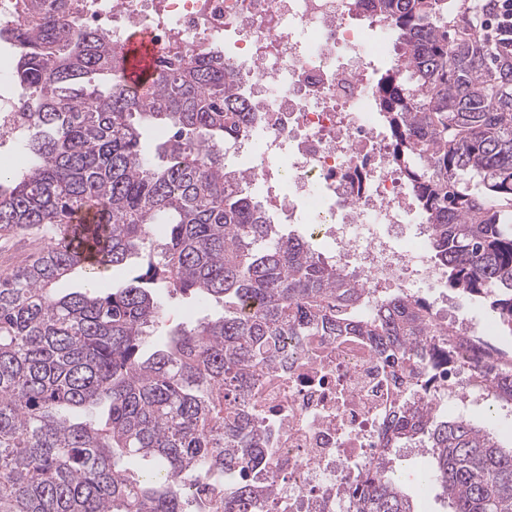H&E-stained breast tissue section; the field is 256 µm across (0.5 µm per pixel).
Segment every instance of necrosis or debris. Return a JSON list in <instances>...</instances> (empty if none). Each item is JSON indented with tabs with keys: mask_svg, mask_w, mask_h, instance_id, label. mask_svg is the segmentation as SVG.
<instances>
[{
	"mask_svg": "<svg viewBox=\"0 0 512 512\" xmlns=\"http://www.w3.org/2000/svg\"><path fill=\"white\" fill-rule=\"evenodd\" d=\"M84 17L113 46L148 32L158 55H223L257 109L253 128L225 146L234 167L276 224H304L327 239V260L365 282L370 298L415 294L438 326L450 320L443 269L428 259L415 197L392 162L386 117L370 94L389 46L387 27L352 0H85ZM11 41L0 38V138L21 142L13 118L26 105L9 77ZM433 409L458 417L486 404L464 353L434 348ZM415 390L364 336H292L264 370L248 405L262 422L276 475L273 512H345L352 477L372 468L392 411Z\"/></svg>",
	"mask_w": 512,
	"mask_h": 512,
	"instance_id": "1",
	"label": "necrosis or debris"
}]
</instances>
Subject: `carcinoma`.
Segmentation results:
<instances>
[{
	"mask_svg": "<svg viewBox=\"0 0 512 512\" xmlns=\"http://www.w3.org/2000/svg\"><path fill=\"white\" fill-rule=\"evenodd\" d=\"M369 2L397 50L372 94L433 259L449 288L511 329L512 53L485 42L467 0ZM0 35L27 96L28 159L0 167V236L34 244L0 270V512H188L214 474L233 481L197 512H265L273 481L249 478L266 448L245 398L290 336H365L384 362L427 378L429 307L404 294L366 307L364 284L307 236L279 232L225 162L224 142L257 112L221 56L174 54L151 85L133 84L122 50L67 0H36ZM156 126L170 135L151 155L141 137ZM135 257L145 272L123 288H53ZM158 286L221 301L224 314L174 327L146 357ZM445 336L450 353L484 347ZM477 362L476 380L512 407V358ZM416 440L450 512H512V446L494 423L441 420L415 396L386 422L347 512H415L386 454ZM138 460L148 467L131 469Z\"/></svg>",
	"mask_w": 512,
	"mask_h": 512,
	"instance_id": "obj_1",
	"label": "carcinoma"
}]
</instances>
